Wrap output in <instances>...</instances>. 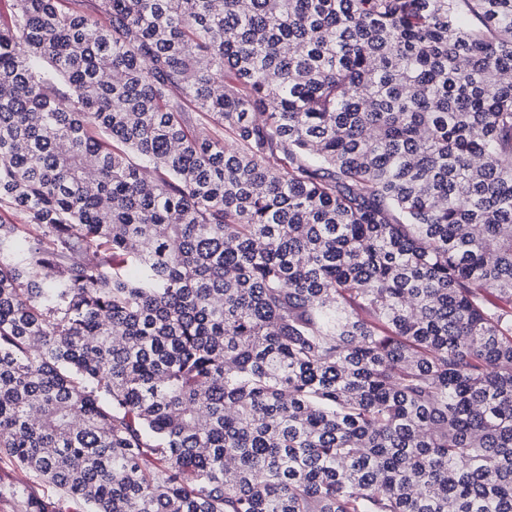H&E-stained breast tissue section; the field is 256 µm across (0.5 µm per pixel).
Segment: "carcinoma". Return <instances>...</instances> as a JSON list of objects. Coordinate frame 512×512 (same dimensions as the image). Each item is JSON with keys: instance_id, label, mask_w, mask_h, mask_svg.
<instances>
[{"instance_id": "cac0c4a2", "label": "carcinoma", "mask_w": 512, "mask_h": 512, "mask_svg": "<svg viewBox=\"0 0 512 512\" xmlns=\"http://www.w3.org/2000/svg\"><path fill=\"white\" fill-rule=\"evenodd\" d=\"M88 2L0 21L25 512H512V0Z\"/></svg>"}]
</instances>
